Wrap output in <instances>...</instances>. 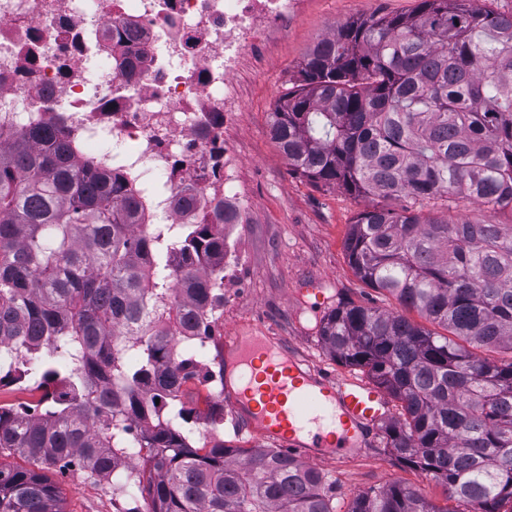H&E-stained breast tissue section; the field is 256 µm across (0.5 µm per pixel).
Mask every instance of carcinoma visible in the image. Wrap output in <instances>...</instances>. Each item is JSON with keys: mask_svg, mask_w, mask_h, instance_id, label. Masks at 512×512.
<instances>
[{"mask_svg": "<svg viewBox=\"0 0 512 512\" xmlns=\"http://www.w3.org/2000/svg\"><path fill=\"white\" fill-rule=\"evenodd\" d=\"M470 0H418L318 41L269 130L292 172L371 204L344 248L360 282L445 330L340 301L318 334L397 403L387 450L442 486L445 505L394 481L348 512H504L512 504V14ZM478 211L462 220L463 203ZM133 177L76 155L63 118L0 140V376L45 390L37 414L0 406V512H65L49 473L111 482L141 427L151 512H336L320 473L277 448L194 445L184 387L203 383L189 349L212 335L224 260L213 222L135 233ZM164 402L158 408L154 399ZM456 502L466 510L454 509Z\"/></svg>", "mask_w": 512, "mask_h": 512, "instance_id": "obj_1", "label": "carcinoma"}]
</instances>
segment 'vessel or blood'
<instances>
[{"mask_svg": "<svg viewBox=\"0 0 512 512\" xmlns=\"http://www.w3.org/2000/svg\"><path fill=\"white\" fill-rule=\"evenodd\" d=\"M224 369L233 414L310 464L352 456L391 415L383 390L310 367L258 324L225 337Z\"/></svg>", "mask_w": 512, "mask_h": 512, "instance_id": "obj_1", "label": "vessel or blood"}]
</instances>
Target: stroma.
<instances>
[{
  "label": "stroma",
  "instance_id": "35a3bbf8",
  "mask_svg": "<svg viewBox=\"0 0 512 512\" xmlns=\"http://www.w3.org/2000/svg\"><path fill=\"white\" fill-rule=\"evenodd\" d=\"M418 0H307L293 15L288 35L275 42L260 63L245 62L238 76L241 116L224 127V141L238 154L248 223L238 225L231 250L238 253L242 286L225 295L213 342L223 348L235 330L262 324L282 344L317 369L344 378L366 379L365 371L334 361L318 328L339 298L382 309L396 301L361 283L350 268L344 239L366 205L341 188L328 189L294 174L269 132V114L291 87L306 55L324 36L355 18L378 12L408 14ZM333 487L336 512H347L363 491L401 481L443 502L440 486L398 465L386 449L384 427H376L359 454L318 466ZM65 512H115L112 492L76 472L55 474Z\"/></svg>",
  "mask_w": 512,
  "mask_h": 512
}]
</instances>
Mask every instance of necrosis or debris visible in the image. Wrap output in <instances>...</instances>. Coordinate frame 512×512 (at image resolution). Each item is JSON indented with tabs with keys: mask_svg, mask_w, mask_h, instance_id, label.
I'll use <instances>...</instances> for the list:
<instances>
[{
	"mask_svg": "<svg viewBox=\"0 0 512 512\" xmlns=\"http://www.w3.org/2000/svg\"><path fill=\"white\" fill-rule=\"evenodd\" d=\"M305 0H0V129L64 117L81 154L131 173L149 209L139 230L186 224L185 184L247 221L238 158L208 130L240 109L245 58L285 35ZM128 29L114 46L105 29Z\"/></svg>",
	"mask_w": 512,
	"mask_h": 512,
	"instance_id": "4bbe7bcc",
	"label": "necrosis or debris"
}]
</instances>
